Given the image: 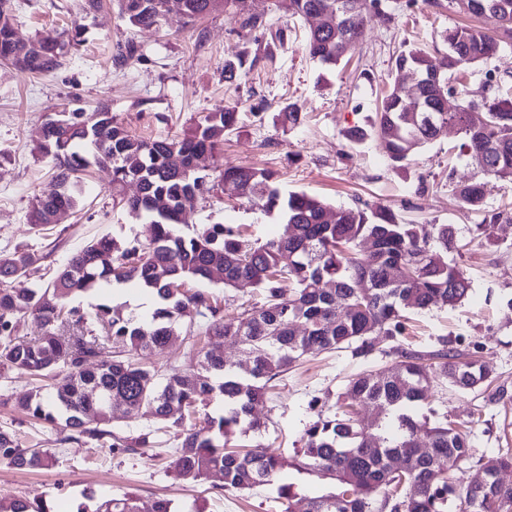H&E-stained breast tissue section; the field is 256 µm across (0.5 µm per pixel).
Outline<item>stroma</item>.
Segmentation results:
<instances>
[{
    "instance_id": "35a3bbf8",
    "label": "stroma",
    "mask_w": 512,
    "mask_h": 512,
    "mask_svg": "<svg viewBox=\"0 0 512 512\" xmlns=\"http://www.w3.org/2000/svg\"><path fill=\"white\" fill-rule=\"evenodd\" d=\"M10 6L19 39L58 36L76 26L85 32L80 45L65 46L51 71L30 73L0 63V257L22 249L40 258L38 272L16 280V290L50 280L92 239L144 236L140 220L114 205L112 172L106 167L88 173L77 209L46 230L31 229L29 202L52 186L50 163L34 152L50 116L64 106L92 112L105 105L131 134L155 139L181 135L216 106L233 107L237 128L219 155L206 157V170L264 168L274 173L285 194L304 192L344 207L389 208L413 224L454 225L464 248L452 259L471 282L463 303L413 314L411 336L382 342L369 357L342 349L297 362L255 408L265 430L243 436V444L294 456L313 418L311 399H318L324 415H333L351 375L386 364L393 349L430 350L444 336L450 348L479 352L495 375L480 395L447 388L432 396L437 413L473 421V453L459 467V486L471 483L483 459L512 449V309L506 305L512 298V224L496 225L492 239H485L478 229L481 216L464 209L449 187V180L477 174L475 164L455 149L456 129L416 152L403 169L393 168L374 139L353 144L344 137L352 127L371 129L394 54L411 48L445 52L443 32L462 24L496 35L495 18L471 17L448 0H382L381 11L367 16L355 51L329 69L304 48L308 22L283 16L276 0H245L243 7L222 8L196 21L173 11L157 28L129 26L118 0H102L91 13L84 11L83 0H11ZM249 17L256 19L255 27H244ZM127 45L134 47V58L116 63L118 48ZM246 50L260 51L257 65L225 80V61ZM290 103L303 114L292 130L276 120ZM187 217L192 228L239 224L250 239L262 242L284 228L278 215L252 209L229 189L198 200ZM34 385L24 373L0 375V429L15 434L20 447L51 449L58 463L28 471L0 462V500L42 492L55 512H74L88 488L100 497L136 492L141 512H152L159 497L173 500L181 512H280L269 486L240 494L224 491L217 473L196 482L177 479L175 443L165 434L157 447L137 454L112 452L104 440L58 444L52 425L32 419L15 404ZM499 389L508 391L507 399H494Z\"/></svg>"
}]
</instances>
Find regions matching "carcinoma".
<instances>
[{
    "label": "carcinoma",
    "mask_w": 512,
    "mask_h": 512,
    "mask_svg": "<svg viewBox=\"0 0 512 512\" xmlns=\"http://www.w3.org/2000/svg\"><path fill=\"white\" fill-rule=\"evenodd\" d=\"M0 0V61L30 72H47L59 65L65 42H29L30 57L21 59L11 46L12 26ZM238 0H121V14L134 27H158L174 3L187 18L209 14ZM347 14L338 25L312 27L306 48L328 67L338 65L356 47L367 15L381 0H342ZM285 15L307 19L319 8L336 14V0H277ZM467 13L489 14L499 23L495 37L470 26L443 33L448 52L433 56L413 48L396 55L391 88L381 100L371 132L353 127L346 137L359 142L368 136L378 142L392 164L404 166L414 153L440 136L445 125L455 127L459 154L482 163L485 177L512 181V91L486 73L476 91H467L459 76L494 58L512 45V0H468ZM259 55H242L224 63L231 80L252 68ZM405 68L438 74L440 86L422 87L425 118L412 121L411 101L396 84ZM455 96L459 109L442 111L444 98ZM484 122L472 125V111ZM278 121L295 127L302 112L294 104L283 107ZM235 109L218 106L205 113L184 134L174 138L142 139L131 135L112 111L101 106L92 113L58 112L44 125L35 150L54 168L53 189L33 196L27 222L42 229L53 224L59 209H75L82 202L83 176L93 167L112 171V200L145 224L146 241L120 242L108 236L90 241L74 253L52 281L26 292L11 287L27 275L39 257L15 251L0 258V366L27 373L47 384L19 398L32 418L52 424L62 441L112 439V451L136 452L157 444L164 428L175 429L178 458L176 477L198 481L221 474L224 490L245 492L277 482L288 467L317 472L335 481L336 491L309 499L307 512H447L456 494L454 471L471 456V443L461 424L446 418L419 420L410 410L429 398L431 387L448 384L465 393L483 386L490 372L473 354L448 348L421 352L396 348L388 366L365 369L351 376L338 396L336 414L309 407L314 419L307 425L303 446L292 458L256 447L232 444L238 433L258 432L263 422L254 413L269 383L304 355L317 351L352 349L367 357L382 340L405 334L407 312L454 307L467 297L470 282L448 255L463 248L452 224H410L391 209L337 207L306 193L281 194L274 174L248 166H226L203 173L194 161L213 155L224 137L236 129ZM137 181L141 197L124 195ZM232 183L237 196L256 209L280 214L284 234L266 242H249L234 224H206L190 233L182 198L224 189ZM453 191L467 210L483 213L478 228L489 236L496 225L512 221V207L488 211L484 183L456 182ZM373 240L365 255L357 247ZM234 288L249 282L262 302L235 316L224 314L214 296L203 290L185 291L190 281L212 280ZM403 278H394V272ZM136 280L153 293L157 307L147 320L124 317L106 304L88 313L65 301L114 283ZM34 316L46 329L42 336L22 340L17 319ZM201 336L230 340L241 347L244 364H228L214 351L201 352L198 368L157 367L143 362L173 337ZM223 400V411L208 412L212 400ZM376 406L371 421L358 416L354 404ZM146 414L157 424L135 437L120 436L113 427L122 420ZM425 438L429 454L420 453ZM403 467L395 469L393 458ZM17 469H42L55 461L51 449L19 447L12 433L0 430V460ZM512 468V455L487 458L486 480L470 485L459 496V512H512V486L497 479ZM87 502L76 512H139L138 497ZM0 512H51L46 495L0 503Z\"/></svg>",
    "instance_id": "1"
}]
</instances>
